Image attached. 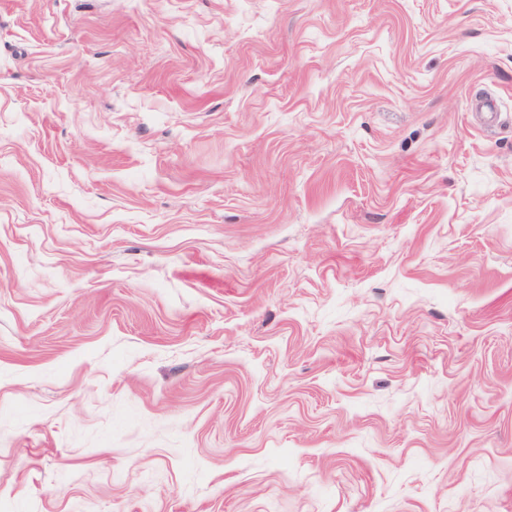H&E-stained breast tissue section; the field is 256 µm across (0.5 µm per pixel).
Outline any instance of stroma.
<instances>
[{"mask_svg":"<svg viewBox=\"0 0 512 512\" xmlns=\"http://www.w3.org/2000/svg\"><path fill=\"white\" fill-rule=\"evenodd\" d=\"M0 512H512V0H0Z\"/></svg>","mask_w":512,"mask_h":512,"instance_id":"35a3bbf8","label":"stroma"}]
</instances>
